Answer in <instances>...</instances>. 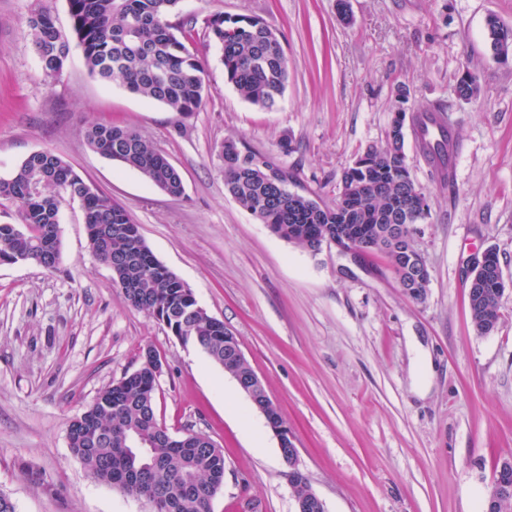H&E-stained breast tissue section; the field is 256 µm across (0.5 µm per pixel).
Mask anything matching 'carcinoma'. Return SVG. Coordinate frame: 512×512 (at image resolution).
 Masks as SVG:
<instances>
[{
    "instance_id": "carcinoma-1",
    "label": "carcinoma",
    "mask_w": 512,
    "mask_h": 512,
    "mask_svg": "<svg viewBox=\"0 0 512 512\" xmlns=\"http://www.w3.org/2000/svg\"><path fill=\"white\" fill-rule=\"evenodd\" d=\"M76 46L82 50L90 73L103 80L118 79L132 93L165 105L172 112H197L208 94L203 68L189 51L187 35L178 32L171 16L180 0H67ZM34 48L46 75H60L62 53H70L67 38L57 29L50 10L40 9L31 19ZM489 49L501 60L512 53V28L495 18L487 22ZM208 41L222 51L227 81L246 101L273 107L284 93L288 66L276 33L259 20L246 16H213L206 22ZM458 79L460 99L472 101L479 92L478 76L466 69ZM434 106L409 113L424 159L443 180L451 177V160L460 144L438 117ZM398 119H392L384 144L371 145L359 161L366 166L348 167L342 175L338 200L352 205L348 223L337 218V207L288 188V170L273 165L265 156L237 144L224 142V185L230 196L287 242L318 250L336 229L359 230L367 237L370 252L385 254L396 278H401L396 250L408 259L421 254L412 237L402 238L395 229L422 224L430 210L423 190L416 185L406 164L404 138ZM87 144L104 157L136 170L148 183L178 197L183 194L181 174L168 158L133 129L95 122L86 131ZM85 180L58 155L41 150L25 158L7 177H0V207L20 208L23 231L0 224V260L34 261L46 270L58 267L60 242L49 244V226L61 223L63 206L77 200ZM88 242L94 255L112 270V280L125 300L163 323L183 345L199 348L232 378L246 377L251 366L224 365L229 356L224 346V325H216L208 313L196 312L198 302L189 285L163 265L145 243L139 225L112 198L103 193L80 199ZM128 226V234L112 237L110 249L101 245V233L112 226ZM498 254L487 257L471 280L468 294L472 324L480 335L490 334L499 319L504 281L498 280ZM137 287L136 295L127 292ZM156 379L140 364L118 381L102 389L93 404L73 419L68 428L72 453L98 481L118 486L123 471L141 466V460L158 464L152 483L130 486L129 496L160 493L171 504L169 512H212V488L224 482V455L213 441L199 447L192 460L183 449L164 439L157 420ZM137 430L145 444L124 443L125 433Z\"/></svg>"
}]
</instances>
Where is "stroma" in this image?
Listing matches in <instances>:
<instances>
[{"instance_id": "obj_1", "label": "stroma", "mask_w": 512, "mask_h": 512, "mask_svg": "<svg viewBox=\"0 0 512 512\" xmlns=\"http://www.w3.org/2000/svg\"><path fill=\"white\" fill-rule=\"evenodd\" d=\"M181 0L188 43L208 88L185 117L92 76L79 49L46 77L30 19L51 10L70 33L67 0H0V176L31 152L60 156L122 205L157 259L237 337L292 431L295 468L326 512H483L498 463L512 460V59L487 48V20L512 27V0ZM259 18L288 60L270 109L228 83L205 21ZM480 76L470 102L463 69ZM410 92L401 101L400 88ZM444 104L461 142L441 182L405 131L406 163L430 206L415 243L430 272L422 300L399 288L383 255L361 259L278 238L224 187V141L264 154L291 190L333 205L343 171L383 143L400 109ZM128 126L180 172L181 196L90 148V122ZM61 259L0 264V493L16 512H149L96 481L68 443L70 421L99 391L163 361L156 415L170 434L209 436L224 453L212 512H295L272 432L235 380L163 325L132 308L92 253L79 205L63 210ZM496 249L506 289L493 333L478 335L470 266Z\"/></svg>"}]
</instances>
